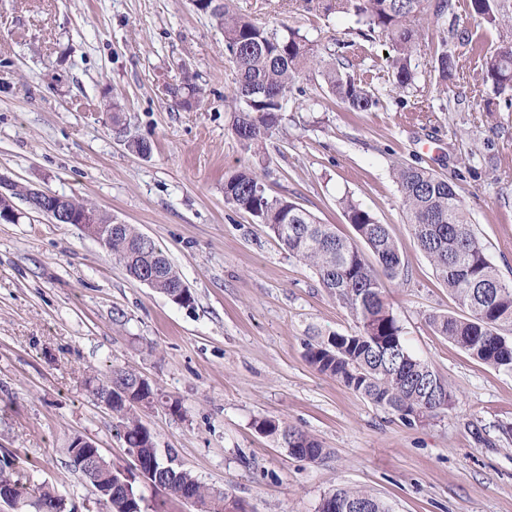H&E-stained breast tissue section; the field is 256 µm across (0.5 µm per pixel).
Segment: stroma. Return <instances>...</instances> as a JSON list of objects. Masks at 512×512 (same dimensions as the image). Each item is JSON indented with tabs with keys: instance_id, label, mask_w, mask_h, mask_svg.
<instances>
[{
	"instance_id": "1",
	"label": "stroma",
	"mask_w": 512,
	"mask_h": 512,
	"mask_svg": "<svg viewBox=\"0 0 512 512\" xmlns=\"http://www.w3.org/2000/svg\"><path fill=\"white\" fill-rule=\"evenodd\" d=\"M260 25H287L337 48L352 19L303 0H234ZM455 13L469 40L448 84L434 70L437 29L422 31L415 87L394 93L388 46L361 41L351 74L380 99L350 112L307 74L286 118L257 155L231 131L234 66L215 22L190 0H0V173L85 199L137 226L165 251L195 303L183 307L129 278L75 225L16 207L0 223V456L49 484L76 512H105L64 450L83 435L120 469L132 466L117 419L94 401L88 375H142L180 412L141 407L159 448L246 512H317L337 487L369 491L392 512H512V372L473 358L433 330L459 315L401 209L398 162L452 178L472 228L512 281V110L490 112L477 91L496 30ZM197 76L206 94L174 104L167 84ZM465 95L451 109L449 93ZM122 105L120 123L107 100ZM146 141L150 155L128 150ZM248 166L350 237L348 197L387 224L409 269L386 299L409 352L444 378L452 408L413 423L320 374L305 358L317 333L347 334L350 312L312 270L251 216L224 201V179ZM274 417L319 441L314 461L260 434Z\"/></svg>"
}]
</instances>
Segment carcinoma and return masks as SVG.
<instances>
[{"instance_id":"cac0c4a2","label":"carcinoma","mask_w":512,"mask_h":512,"mask_svg":"<svg viewBox=\"0 0 512 512\" xmlns=\"http://www.w3.org/2000/svg\"><path fill=\"white\" fill-rule=\"evenodd\" d=\"M304 2L307 9L325 17L341 14L352 18L356 34L365 40L384 38L393 52L391 86L398 92L407 91L417 79L412 61L424 16L430 11L439 20L449 14V26L438 32L434 71L445 82L458 70L456 54L449 49L458 37L453 0H436L433 5L429 0ZM196 11L209 16L224 33V50L235 66L232 130L244 153H257L279 127L288 93L308 70L319 73L328 92L349 111L370 112L378 106L371 87L347 72L350 60L346 55L341 53L334 62L324 63L323 52L299 30L259 25L237 9L233 0H223L215 8L211 0H198ZM468 14L499 34L498 45L482 59L483 80L491 84L494 93L486 99V110L499 106L495 99L501 96L511 109L512 0H470ZM168 93L188 107L200 99L202 89L187 76L169 87ZM395 179L406 223L412 225L419 248L465 312L461 317L431 315L429 324L473 358L512 372V339L505 336L512 332V282L501 278L473 233L458 186L436 172L406 163L396 165ZM224 201L252 216L289 255L312 268L327 294L353 316L354 331L333 332L306 344L305 357L312 368L408 422L452 407L455 399L448 382L409 353L402 341L403 328L385 299V282L397 283L409 275L388 225L359 204L344 200L343 214L355 236L343 237L297 202L271 195L248 167L224 178ZM111 255L129 275L140 269L154 272L149 287L174 303L181 297L194 303L193 294L183 295L184 281L164 251L135 226L123 224L120 232L112 234ZM136 377L133 371L115 368L108 382L92 384V395L99 402L106 400L112 387L129 389L124 396L112 392L110 407L121 423L129 451L138 453L145 466L155 465L164 473L167 491L181 499H193L199 512H243L227 493L201 483L190 471L174 465L172 454L160 452L154 435L138 420L135 410L158 403L176 411L179 402L163 399L149 382L137 384ZM256 430L292 449L295 457L314 461L323 453L315 438L279 419L262 418L256 421ZM113 472L112 462L102 458L81 474L95 490L103 492L106 512H128L129 494L136 512H143V498L135 484L125 488ZM0 489L10 493L12 503L34 512H72L49 485L30 488L8 455L0 457ZM353 503L362 504L365 512H390L373 494L346 487L325 494L319 512H347Z\"/></svg>"}]
</instances>
